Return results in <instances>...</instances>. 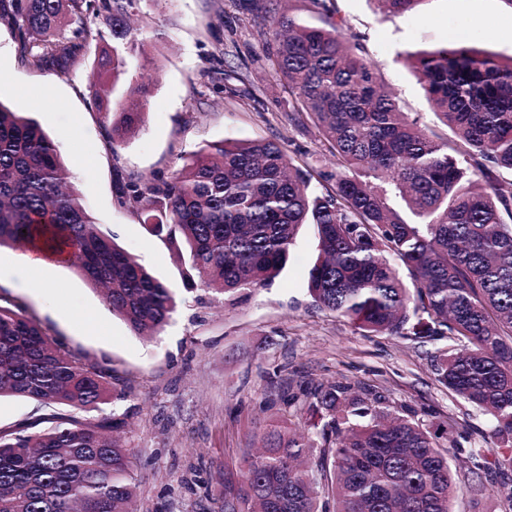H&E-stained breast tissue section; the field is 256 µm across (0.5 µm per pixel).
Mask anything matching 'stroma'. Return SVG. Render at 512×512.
Here are the masks:
<instances>
[{
    "instance_id": "stroma-1",
    "label": "stroma",
    "mask_w": 512,
    "mask_h": 512,
    "mask_svg": "<svg viewBox=\"0 0 512 512\" xmlns=\"http://www.w3.org/2000/svg\"><path fill=\"white\" fill-rule=\"evenodd\" d=\"M295 15L342 24L373 60L404 112L442 137L406 55L448 44L475 45L512 56V0H419L395 16L375 0H293ZM136 18L147 39L132 65L153 76L140 130L110 155L102 139L89 83L98 56L89 44L61 73L18 64L17 44L0 27V103L21 105L70 166L85 206L117 243L181 303L153 338L135 335L102 296L63 263H46L50 292L39 296L17 279L0 288L19 298L53 336L113 368L129 396L102 404L98 414L124 416L134 448L137 512H202L221 491L226 459L255 448L277 411H259L275 371L314 384L343 380L374 386L389 405L427 412L453 434L493 443L491 419L452 396L435 379L432 359L448 339L414 341L364 336L347 320L313 306L307 293L316 253L313 226L300 230L286 268L269 286L239 294L235 303L203 288L186 290L185 270L166 239L115 201V180L162 176L182 157L222 140L281 143L295 165L331 171L328 145L313 123L288 117V86L265 65L266 27L244 0H138Z\"/></svg>"
}]
</instances>
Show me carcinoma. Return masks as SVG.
Wrapping results in <instances>:
<instances>
[{
    "label": "carcinoma",
    "instance_id": "carcinoma-1",
    "mask_svg": "<svg viewBox=\"0 0 512 512\" xmlns=\"http://www.w3.org/2000/svg\"><path fill=\"white\" fill-rule=\"evenodd\" d=\"M135 2L0 0L24 66L62 71L99 45L91 92L113 154L144 113L105 104L99 79L127 75L130 93H150L146 75L129 73L145 42L130 21ZM376 2L400 16L418 0ZM249 8L271 18L265 59L294 96L288 111L329 144L327 186H313L274 140L219 141L166 178L118 180L117 204L157 220L147 230L173 245L186 277L224 298L270 285L299 228L314 225L312 304L366 336L451 341L434 356L435 379L491 417L496 442L446 444L417 411L392 412L367 387L281 379L258 406L298 403L323 423L306 437L282 421L260 455L246 448L245 465L225 462L220 512H454L456 480L477 492L492 473L501 512H512V178L500 173L512 171V56L458 45L409 54L454 134L443 140L401 110L340 24L312 25L267 0ZM89 11L95 23L61 35ZM19 243L66 255L138 336L162 329L180 303L103 230L38 123L0 103V247ZM125 396L115 370L49 337L0 289V398L57 407L0 430V512H135V449L113 437L124 417H78Z\"/></svg>",
    "mask_w": 512,
    "mask_h": 512
}]
</instances>
